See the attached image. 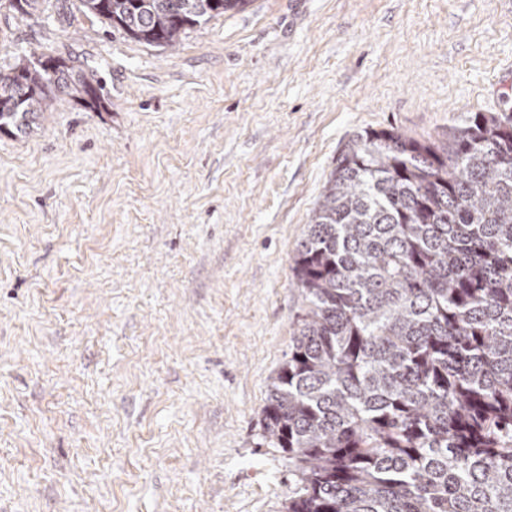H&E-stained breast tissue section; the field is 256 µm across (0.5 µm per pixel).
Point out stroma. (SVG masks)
Masks as SVG:
<instances>
[{"mask_svg": "<svg viewBox=\"0 0 512 512\" xmlns=\"http://www.w3.org/2000/svg\"><path fill=\"white\" fill-rule=\"evenodd\" d=\"M78 5L0 0V67L106 99L0 135V512H286L262 410L323 186L363 131L512 108V0H250L172 48Z\"/></svg>", "mask_w": 512, "mask_h": 512, "instance_id": "35a3bbf8", "label": "stroma"}]
</instances>
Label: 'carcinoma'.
<instances>
[{
    "label": "carcinoma",
    "instance_id": "obj_1",
    "mask_svg": "<svg viewBox=\"0 0 512 512\" xmlns=\"http://www.w3.org/2000/svg\"><path fill=\"white\" fill-rule=\"evenodd\" d=\"M250 0H79L140 43ZM93 74L31 53L0 69V133ZM303 302L263 409L297 477L286 512H512V111L448 139L365 130L336 158L292 267Z\"/></svg>",
    "mask_w": 512,
    "mask_h": 512
}]
</instances>
